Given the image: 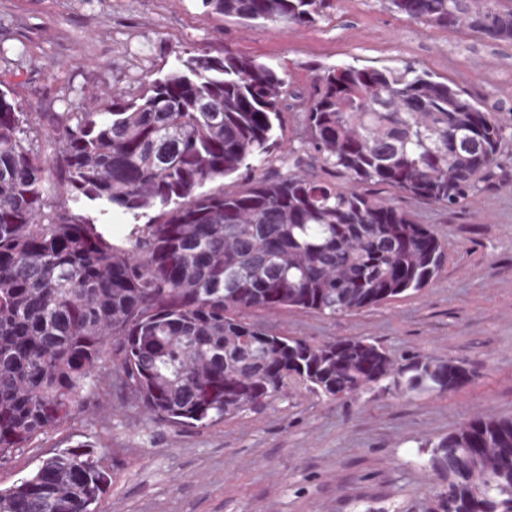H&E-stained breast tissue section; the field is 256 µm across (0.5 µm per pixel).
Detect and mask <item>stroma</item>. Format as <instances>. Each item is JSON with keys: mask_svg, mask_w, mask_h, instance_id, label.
I'll return each mask as SVG.
<instances>
[{"mask_svg": "<svg viewBox=\"0 0 512 512\" xmlns=\"http://www.w3.org/2000/svg\"><path fill=\"white\" fill-rule=\"evenodd\" d=\"M200 51L286 67L305 97L319 67L410 64L503 120L505 155L472 203L375 189L439 237L446 258L427 288L336 317L251 316L278 336L367 339L399 364L459 360L471 379L442 394L370 389L337 401L294 384L261 409L194 429L155 420L106 364L70 419L0 463V489L88 441L112 473L102 512H423L436 484L425 440L479 413L512 417V43L423 27L385 0H332L316 23L288 29L208 15L199 0H0V86L26 112H74L92 94L133 98L144 77Z\"/></svg>", "mask_w": 512, "mask_h": 512, "instance_id": "1", "label": "stroma"}]
</instances>
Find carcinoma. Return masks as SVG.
Listing matches in <instances>:
<instances>
[{
	"mask_svg": "<svg viewBox=\"0 0 512 512\" xmlns=\"http://www.w3.org/2000/svg\"><path fill=\"white\" fill-rule=\"evenodd\" d=\"M246 23L307 27L330 0H200ZM427 28L512 42V0H386ZM290 75L255 59L188 57L139 95L95 96L34 124L0 89V462L69 419L115 364L155 419L206 428L286 394L327 400L466 384L463 362L399 365L379 345L274 335L250 311L334 317L418 293L443 247L375 195L448 208L501 165L504 125L410 64L336 65L304 103L306 137L275 134ZM280 161L270 179L261 169ZM318 167L331 174L319 178ZM243 189L224 191V179ZM153 216L106 232L112 216ZM429 448L427 512H512V419L478 415ZM112 484L94 445L0 490V512H97Z\"/></svg>",
	"mask_w": 512,
	"mask_h": 512,
	"instance_id": "carcinoma-1",
	"label": "carcinoma"
}]
</instances>
